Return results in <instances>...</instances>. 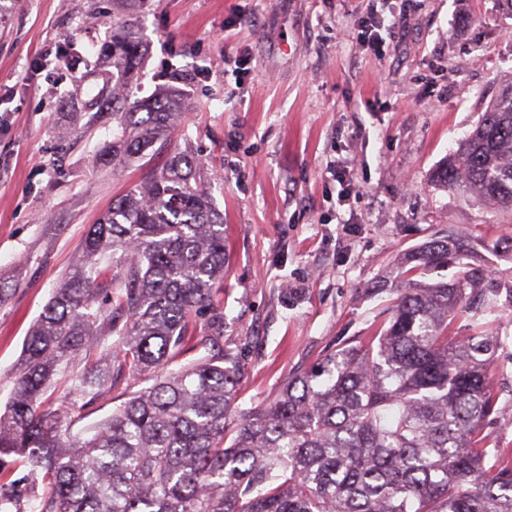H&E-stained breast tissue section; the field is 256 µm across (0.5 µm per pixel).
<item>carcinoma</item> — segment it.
Listing matches in <instances>:
<instances>
[{
  "mask_svg": "<svg viewBox=\"0 0 512 512\" xmlns=\"http://www.w3.org/2000/svg\"><path fill=\"white\" fill-rule=\"evenodd\" d=\"M136 0L112 19V83L83 102L119 129L105 164L153 159L168 146L181 93L138 99L143 60ZM200 161L169 153L112 200L30 327L13 394L0 411V467L25 459L44 487L0 486V512H512V467L499 465L501 412L490 369L512 280L474 258L469 240L434 236L396 260L373 294L388 318L371 344L351 342L296 372L276 396L236 413L239 362L217 352L179 369L190 317L211 308L209 341L224 338L211 290L224 276V215L197 182ZM512 213V86L432 174ZM112 251V267L97 257ZM454 269L447 280L430 272ZM468 320L465 336L454 323ZM114 337L112 350L104 348ZM68 404L88 408L128 367L155 374L88 438L65 437L62 409H41L77 357Z\"/></svg>",
  "mask_w": 512,
  "mask_h": 512,
  "instance_id": "carcinoma-1",
  "label": "carcinoma"
}]
</instances>
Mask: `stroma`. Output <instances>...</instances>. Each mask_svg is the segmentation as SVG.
Here are the masks:
<instances>
[{
  "instance_id": "obj_1",
  "label": "stroma",
  "mask_w": 512,
  "mask_h": 512,
  "mask_svg": "<svg viewBox=\"0 0 512 512\" xmlns=\"http://www.w3.org/2000/svg\"><path fill=\"white\" fill-rule=\"evenodd\" d=\"M370 0H138L147 55L139 96L181 89L174 144L201 161L224 215L227 270L213 290L224 338L197 327L190 359L241 357L247 409L288 374L365 336L383 308L368 288L433 234L471 239L497 272L512 270V214L435 186L432 170L512 85L506 0H383L398 20L383 52L356 37ZM113 0H0V407L24 339L91 224L138 183L134 165L103 167L112 125L89 124L83 80L110 59ZM67 56H59V47ZM343 175L335 181L327 164ZM58 225L54 237L44 234ZM492 374L512 448V319L497 327ZM143 380L119 376L71 434L108 418Z\"/></svg>"
}]
</instances>
